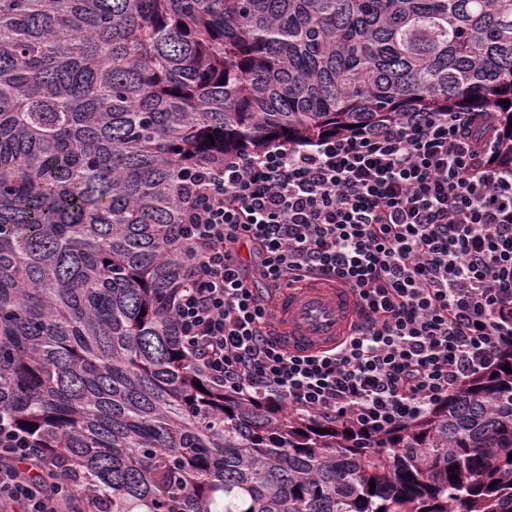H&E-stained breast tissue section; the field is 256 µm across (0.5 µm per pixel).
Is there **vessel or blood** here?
Wrapping results in <instances>:
<instances>
[{"instance_id":"vessel-or-blood-1","label":"vessel or blood","mask_w":512,"mask_h":512,"mask_svg":"<svg viewBox=\"0 0 512 512\" xmlns=\"http://www.w3.org/2000/svg\"><path fill=\"white\" fill-rule=\"evenodd\" d=\"M353 291L329 283L282 288L274 318L286 351L310 355L343 342L356 319Z\"/></svg>"}]
</instances>
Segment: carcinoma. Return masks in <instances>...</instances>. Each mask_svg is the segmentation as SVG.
<instances>
[{"label": "carcinoma", "mask_w": 512, "mask_h": 512, "mask_svg": "<svg viewBox=\"0 0 512 512\" xmlns=\"http://www.w3.org/2000/svg\"><path fill=\"white\" fill-rule=\"evenodd\" d=\"M411 110L489 115L512 171V0H0V416L77 508L512 512V345L367 435L178 334L187 170Z\"/></svg>", "instance_id": "obj_1"}]
</instances>
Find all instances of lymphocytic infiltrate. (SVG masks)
<instances>
[{
	"instance_id": "1",
	"label": "lymphocytic infiltrate",
	"mask_w": 512,
	"mask_h": 512,
	"mask_svg": "<svg viewBox=\"0 0 512 512\" xmlns=\"http://www.w3.org/2000/svg\"><path fill=\"white\" fill-rule=\"evenodd\" d=\"M474 112H407L347 136L224 160L185 179L197 262L175 318L225 389L378 433L408 423L512 343V172L478 145ZM271 289L325 278L355 291L361 324L298 355L267 335ZM29 436L0 419V512H71L41 489Z\"/></svg>"
}]
</instances>
